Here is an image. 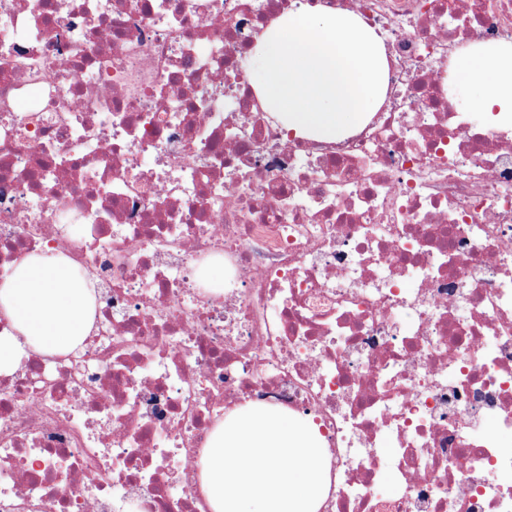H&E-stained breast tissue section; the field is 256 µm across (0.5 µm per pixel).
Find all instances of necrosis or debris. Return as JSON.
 <instances>
[{
	"mask_svg": "<svg viewBox=\"0 0 512 512\" xmlns=\"http://www.w3.org/2000/svg\"><path fill=\"white\" fill-rule=\"evenodd\" d=\"M319 2L388 63L331 143L245 77L293 0H0V280L55 250L97 291L0 375V512H210L190 475L257 402L318 424L319 512H512V122L448 91L512 0Z\"/></svg>",
	"mask_w": 512,
	"mask_h": 512,
	"instance_id": "4bbe7bcc",
	"label": "necrosis or debris"
}]
</instances>
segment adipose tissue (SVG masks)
<instances>
[{"instance_id":"adipose-tissue-1","label":"adipose tissue","mask_w":512,"mask_h":512,"mask_svg":"<svg viewBox=\"0 0 512 512\" xmlns=\"http://www.w3.org/2000/svg\"><path fill=\"white\" fill-rule=\"evenodd\" d=\"M475 93L470 111L482 113L486 126L512 114V40L467 49L457 59ZM95 288L91 278L75 276L60 254L33 255L0 281V319L12 328L0 336V374L8 375L28 353H64L89 335Z\"/></svg>"}]
</instances>
